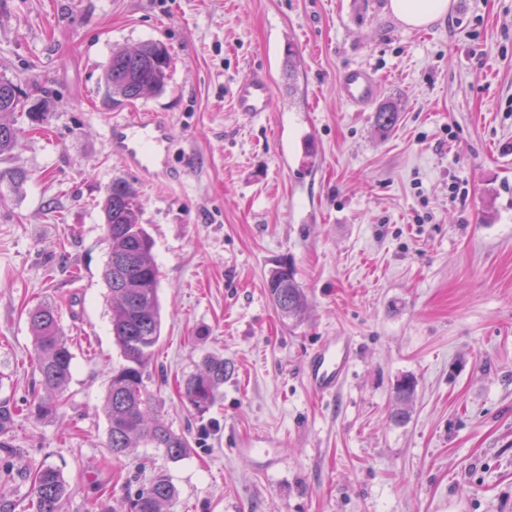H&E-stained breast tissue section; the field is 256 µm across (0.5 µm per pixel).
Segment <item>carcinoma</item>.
Here are the masks:
<instances>
[{"mask_svg":"<svg viewBox=\"0 0 512 512\" xmlns=\"http://www.w3.org/2000/svg\"><path fill=\"white\" fill-rule=\"evenodd\" d=\"M172 56L160 42H147L134 50L116 48L105 74L112 96L137 100L161 91L169 79ZM42 100L29 96L10 79L0 77V156L18 146L17 120H43ZM397 105L382 104L375 112L378 132L387 133L396 124ZM107 226L108 259L103 280L108 289L112 335L122 363L112 367L102 410L108 422V448L112 456L130 448H162L168 457L186 455L188 439L158 417L145 375L161 337L159 272L152 257L153 239L141 222L134 186L116 180L106 189L103 204ZM265 288L279 316L298 319L305 309V295L288 265L269 271ZM36 354L39 384L45 391L26 403L27 415L36 421L56 418L67 405L66 391L72 378V343L64 336L57 309L39 303L27 311ZM224 359L208 356L203 368L184 380L182 396L197 412L208 411L224 384ZM68 485L62 472L42 466L31 476L33 512H62ZM176 497L167 474L159 472L130 502V512H163Z\"/></svg>","mask_w":512,"mask_h":512,"instance_id":"obj_1","label":"carcinoma"}]
</instances>
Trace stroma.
I'll list each match as a JSON object with an SVG mask.
<instances>
[{
  "instance_id": "obj_1",
  "label": "stroma",
  "mask_w": 512,
  "mask_h": 512,
  "mask_svg": "<svg viewBox=\"0 0 512 512\" xmlns=\"http://www.w3.org/2000/svg\"><path fill=\"white\" fill-rule=\"evenodd\" d=\"M389 0H0V75L50 90L45 133L22 132L0 173V504L29 512L24 471L59 469L63 512H126L155 472L169 512H512V0H453L403 26ZM166 44L165 88L113 99L114 47ZM299 63L289 71V50ZM396 102L378 133L343 72ZM266 70L270 111H236ZM156 112L176 145L145 177L113 154L114 114ZM132 183L154 240L161 338L147 387L190 441L112 457L102 412L112 342L102 203ZM293 266L304 318L282 321L264 283ZM48 302L74 347L63 418L22 407L38 387L27 320ZM356 344L333 397L303 366L329 337ZM211 354L229 373L214 406L181 397ZM415 391L399 402L396 387ZM264 439L269 457L247 453ZM342 87L346 102L358 110L371 104L379 92V80L369 70L353 68L342 74Z\"/></svg>"
}]
</instances>
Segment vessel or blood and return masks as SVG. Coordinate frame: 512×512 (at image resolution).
<instances>
[{
  "label": "vessel or blood",
  "mask_w": 512,
  "mask_h": 512,
  "mask_svg": "<svg viewBox=\"0 0 512 512\" xmlns=\"http://www.w3.org/2000/svg\"><path fill=\"white\" fill-rule=\"evenodd\" d=\"M342 87L349 106L361 109L371 104L379 92V80L369 70L353 68L343 73ZM272 90L261 71H254L237 83L234 104L240 112L269 111ZM112 149L139 173L151 174L168 167L173 136L168 124L155 113L113 120L109 127ZM355 359L351 337L338 335L322 342L307 358L304 381L321 396H332L343 386Z\"/></svg>",
  "instance_id": "obj_1"
}]
</instances>
